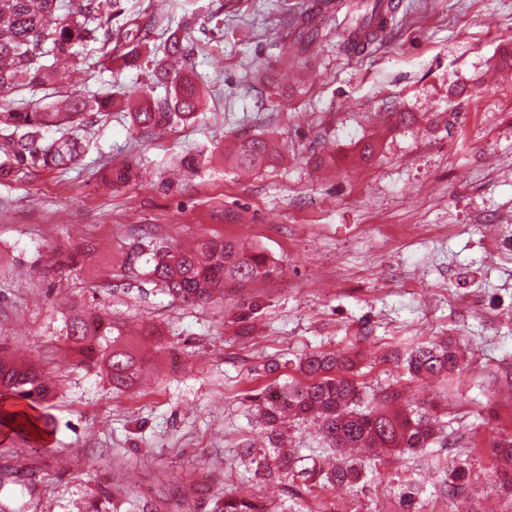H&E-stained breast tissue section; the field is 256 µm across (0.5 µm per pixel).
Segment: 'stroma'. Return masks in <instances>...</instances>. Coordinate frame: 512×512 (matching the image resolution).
Returning a JSON list of instances; mask_svg holds the SVG:
<instances>
[{
  "label": "stroma",
  "mask_w": 512,
  "mask_h": 512,
  "mask_svg": "<svg viewBox=\"0 0 512 512\" xmlns=\"http://www.w3.org/2000/svg\"><path fill=\"white\" fill-rule=\"evenodd\" d=\"M187 45L208 111L144 135L124 112L90 114L83 157L66 170H26L0 184V347L39 360L53 394L48 444L0 442V512H211L229 492L277 512H512L492 449L512 434V0H394L371 48L352 54L331 33L301 66L284 21L314 0H161ZM95 46L70 68L72 90L102 97L151 87L147 70L98 72ZM459 112L446 128L449 109ZM412 113L405 125L400 114ZM273 141L280 159L251 171L224 146ZM375 143L361 160L363 143ZM195 154V167L181 164ZM136 175L113 185L114 167ZM231 239L260 248L277 271L245 294L184 305L154 286L111 288L126 257L150 244ZM78 242L89 260L60 267ZM259 309L242 318V304ZM75 310L130 329L143 368L112 388L77 364L66 336ZM440 341L460 346L452 381L409 378L403 357ZM346 351L354 380L433 403L443 442L366 460L354 487L308 494L302 479L263 476L244 455L262 447L256 399L299 379L301 355ZM298 467L339 463L316 427L295 423ZM467 465L468 490L446 493Z\"/></svg>",
  "instance_id": "1"
}]
</instances>
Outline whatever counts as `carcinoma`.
Returning <instances> with one entry per match:
<instances>
[{
	"mask_svg": "<svg viewBox=\"0 0 512 512\" xmlns=\"http://www.w3.org/2000/svg\"><path fill=\"white\" fill-rule=\"evenodd\" d=\"M120 0H0V93L20 89H56L58 65L76 62L75 48L99 45V66L103 71L151 66L158 87L168 89L163 98H148L135 91L123 99L100 98L75 92L62 96L50 112L27 107L0 110V182L12 180L21 169L54 170L76 163L84 143L76 135L45 140L44 128L82 125L88 112H128L133 125L142 132L160 126L190 122L197 118L204 90L189 73H171L172 57L188 56L187 46L169 19L150 16L143 21L131 18L123 41L112 43V9ZM393 0H340L339 9L316 22L306 17L299 22L295 47L297 56L334 27L344 33V48L365 50L376 39L380 18L393 12ZM162 38L155 45V37ZM274 158L268 140L262 137L239 140L226 146L224 161L234 166H255ZM275 269L256 247L237 240L202 239L187 249H158L149 261L146 281L172 298L195 304L210 300L226 290L238 292L249 284L272 277ZM71 350L83 356L81 363L100 360L112 387L124 389L136 377L139 366L126 337L123 323L114 317L74 313L67 322ZM412 377L452 378L461 372L459 351L448 344L428 342L416 347L406 358ZM353 368L345 353H312L302 357L299 370L307 383L279 384L263 394L257 404L260 421L266 427L270 446L277 447L286 420H312L324 443L340 452L354 448L396 449L417 453L436 442L435 420L422 406L405 409L397 405L400 392L388 387L365 398L345 373ZM52 393L35 363L17 365L0 357V431L24 435L39 445L49 434L51 422L26 409L6 407L3 398L40 404ZM25 422H17V418ZM258 466L268 474L284 477L300 474L308 491L317 487L315 470L295 471L293 459L280 452ZM362 465L353 459L325 472V482L354 486L361 481ZM212 512H273L256 496L229 493L214 502Z\"/></svg>",
	"mask_w": 512,
	"mask_h": 512,
	"instance_id": "1",
	"label": "carcinoma"
}]
</instances>
